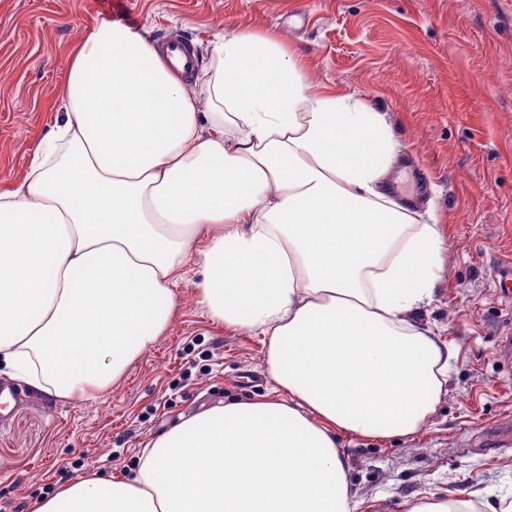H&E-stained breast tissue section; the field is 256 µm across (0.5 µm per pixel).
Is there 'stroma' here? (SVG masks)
Returning a JSON list of instances; mask_svg holds the SVG:
<instances>
[{
  "mask_svg": "<svg viewBox=\"0 0 512 512\" xmlns=\"http://www.w3.org/2000/svg\"><path fill=\"white\" fill-rule=\"evenodd\" d=\"M151 36L193 35L202 64L223 25L281 33L323 85L395 117L402 196L431 200L448 264L422 319L458 352L448 393L414 437L341 436L357 512H406L426 494L512 491V302L496 276L512 264V0H0V183L15 180L52 127L65 56L89 19ZM177 286L166 336L118 386L62 404L26 391L0 417V512L31 505L63 477L125 475L181 418L266 394L261 337L213 324Z\"/></svg>",
  "mask_w": 512,
  "mask_h": 512,
  "instance_id": "stroma-1",
  "label": "stroma"
}]
</instances>
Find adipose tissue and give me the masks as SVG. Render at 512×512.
Instances as JSON below:
<instances>
[{
  "label": "adipose tissue",
  "mask_w": 512,
  "mask_h": 512,
  "mask_svg": "<svg viewBox=\"0 0 512 512\" xmlns=\"http://www.w3.org/2000/svg\"><path fill=\"white\" fill-rule=\"evenodd\" d=\"M210 55L186 82L106 18L67 54L53 129L0 186V373L58 402L119 385L192 263L208 318L263 337L271 387L32 512H356L340 436H415L448 392L457 352L419 318L448 239L388 189V113L277 34L220 28Z\"/></svg>",
  "instance_id": "adipose-tissue-1"
}]
</instances>
